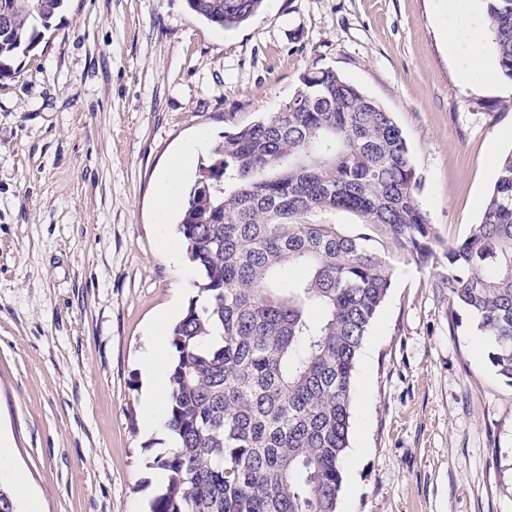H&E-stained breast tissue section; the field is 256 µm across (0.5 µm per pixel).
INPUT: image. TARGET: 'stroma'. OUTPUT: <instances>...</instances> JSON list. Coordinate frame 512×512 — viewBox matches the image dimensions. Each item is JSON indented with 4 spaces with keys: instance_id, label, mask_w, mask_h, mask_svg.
Wrapping results in <instances>:
<instances>
[{
    "instance_id": "1",
    "label": "stroma",
    "mask_w": 512,
    "mask_h": 512,
    "mask_svg": "<svg viewBox=\"0 0 512 512\" xmlns=\"http://www.w3.org/2000/svg\"><path fill=\"white\" fill-rule=\"evenodd\" d=\"M448 0H264L225 30L186 0H65L0 79V435L42 512H146L140 355L198 294L156 186L331 68L391 112L436 256L399 267L360 351L338 512H512V383L448 297L443 253L512 152V80L465 82ZM192 158V151L186 149L175 154L163 173L158 185V197L163 211L173 208L176 205L174 186L177 183L184 169L189 165Z\"/></svg>"
}]
</instances>
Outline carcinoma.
Segmentation results:
<instances>
[{
    "instance_id": "carcinoma-1",
    "label": "carcinoma",
    "mask_w": 512,
    "mask_h": 512,
    "mask_svg": "<svg viewBox=\"0 0 512 512\" xmlns=\"http://www.w3.org/2000/svg\"><path fill=\"white\" fill-rule=\"evenodd\" d=\"M231 29L263 0H186ZM512 80V0H483ZM0 78L40 42L64 0H0ZM178 222L199 290L174 325L168 429L178 444L150 512H338L356 363L392 287L390 259L424 266L437 238L393 115L330 68L232 132L199 172ZM345 212L356 228L338 224ZM448 296L491 337L512 382V152L479 223L445 250Z\"/></svg>"
}]
</instances>
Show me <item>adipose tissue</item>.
I'll return each mask as SVG.
<instances>
[{"instance_id":"1","label":"adipose tissue","mask_w":512,"mask_h":512,"mask_svg":"<svg viewBox=\"0 0 512 512\" xmlns=\"http://www.w3.org/2000/svg\"><path fill=\"white\" fill-rule=\"evenodd\" d=\"M467 0H449L448 12L455 22L448 29V52L458 59L467 78L488 76L492 66L486 55L485 35L468 11ZM168 338L160 330H153L142 355L145 384L141 397L143 427L146 435L157 437L166 445L174 440L166 427L164 400L170 391V372L164 357Z\"/></svg>"}]
</instances>
